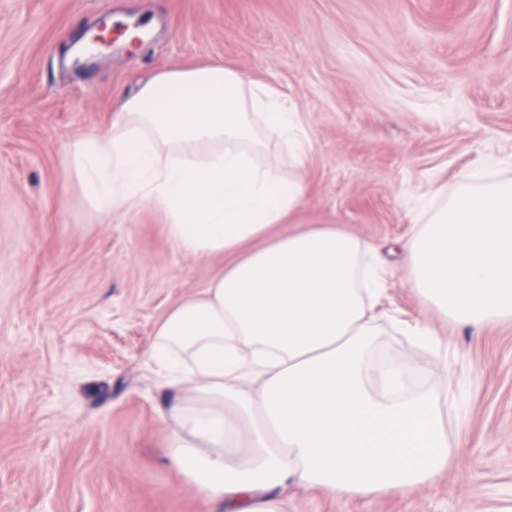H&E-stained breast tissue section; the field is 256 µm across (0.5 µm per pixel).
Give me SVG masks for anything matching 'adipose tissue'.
<instances>
[{
	"label": "adipose tissue",
	"mask_w": 512,
	"mask_h": 512,
	"mask_svg": "<svg viewBox=\"0 0 512 512\" xmlns=\"http://www.w3.org/2000/svg\"><path fill=\"white\" fill-rule=\"evenodd\" d=\"M303 162L311 142L274 87L222 65L159 74L90 131L67 163L105 213L156 206L173 244L229 262L171 310L150 359L177 428L165 451L222 512H281L290 484L347 496L406 494L448 463L453 383L410 391L408 371L368 357V302L388 282L351 235L273 238L303 185L253 155L266 141Z\"/></svg>",
	"instance_id": "1"
}]
</instances>
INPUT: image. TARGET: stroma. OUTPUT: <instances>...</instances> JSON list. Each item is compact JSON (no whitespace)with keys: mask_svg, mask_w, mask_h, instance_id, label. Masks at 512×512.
Masks as SVG:
<instances>
[{"mask_svg":"<svg viewBox=\"0 0 512 512\" xmlns=\"http://www.w3.org/2000/svg\"><path fill=\"white\" fill-rule=\"evenodd\" d=\"M143 19L142 45L82 69L73 41ZM224 64L283 91L312 143L271 236L333 226L385 259L378 353L452 380L455 451L407 494L288 486L286 512H512V322L471 329L408 283L406 243L464 173L512 178V0H0V512H216L164 453L172 396L148 348L224 270L157 207L105 216L67 169L155 75ZM433 329L417 349L402 323Z\"/></svg>","mask_w":512,"mask_h":512,"instance_id":"obj_1","label":"stroma"}]
</instances>
